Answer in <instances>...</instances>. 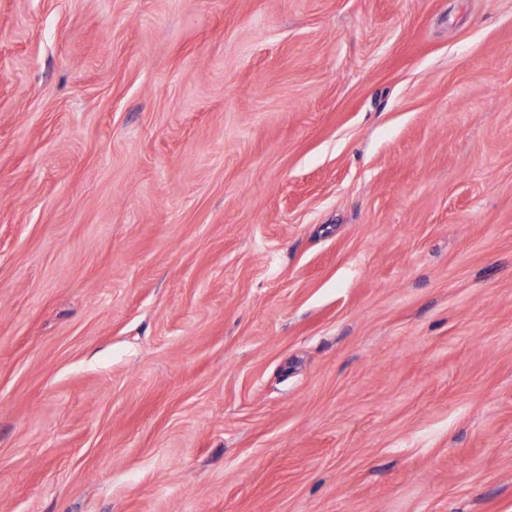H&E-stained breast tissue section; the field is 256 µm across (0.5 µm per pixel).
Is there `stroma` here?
<instances>
[{
  "label": "stroma",
  "mask_w": 512,
  "mask_h": 512,
  "mask_svg": "<svg viewBox=\"0 0 512 512\" xmlns=\"http://www.w3.org/2000/svg\"><path fill=\"white\" fill-rule=\"evenodd\" d=\"M0 512H512V0H0Z\"/></svg>",
  "instance_id": "35a3bbf8"
}]
</instances>
